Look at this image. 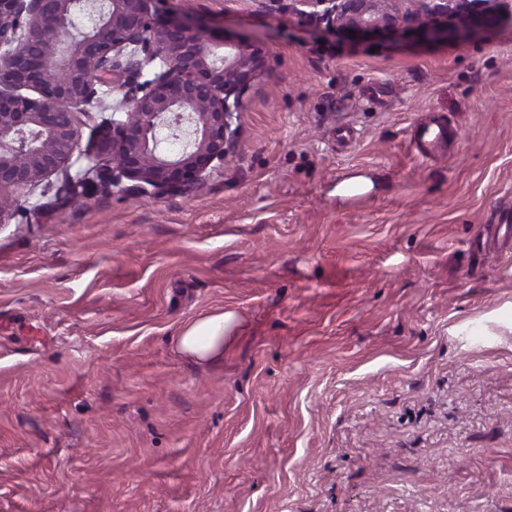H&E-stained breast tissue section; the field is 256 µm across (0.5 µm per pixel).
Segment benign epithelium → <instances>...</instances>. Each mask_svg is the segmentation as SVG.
<instances>
[{
	"instance_id": "obj_1",
	"label": "benign epithelium",
	"mask_w": 512,
	"mask_h": 512,
	"mask_svg": "<svg viewBox=\"0 0 512 512\" xmlns=\"http://www.w3.org/2000/svg\"><path fill=\"white\" fill-rule=\"evenodd\" d=\"M153 0H97L98 21L83 35L70 31L77 0H0V225L11 215L4 193L37 186L69 167L96 85L125 86L144 67L166 69L137 83L131 111L96 136L98 155L112 161L108 180L152 188L201 185L224 160L237 133L240 101L264 69L269 51L230 40L199 23L161 20ZM299 15L348 32L414 29L448 38V25L497 17L498 0H291ZM143 55L138 68L127 57ZM176 154L158 151L155 131L170 117Z\"/></svg>"
}]
</instances>
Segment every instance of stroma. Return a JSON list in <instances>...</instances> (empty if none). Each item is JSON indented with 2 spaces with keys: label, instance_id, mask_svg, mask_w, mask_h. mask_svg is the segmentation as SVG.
<instances>
[{
  "label": "stroma",
  "instance_id": "obj_1",
  "mask_svg": "<svg viewBox=\"0 0 512 512\" xmlns=\"http://www.w3.org/2000/svg\"><path fill=\"white\" fill-rule=\"evenodd\" d=\"M263 45L202 185L69 168L0 226V512H512V21L354 36L154 0ZM455 143L416 158L415 125ZM83 180L72 197L69 182ZM230 313L224 356L176 345Z\"/></svg>",
  "mask_w": 512,
  "mask_h": 512
}]
</instances>
